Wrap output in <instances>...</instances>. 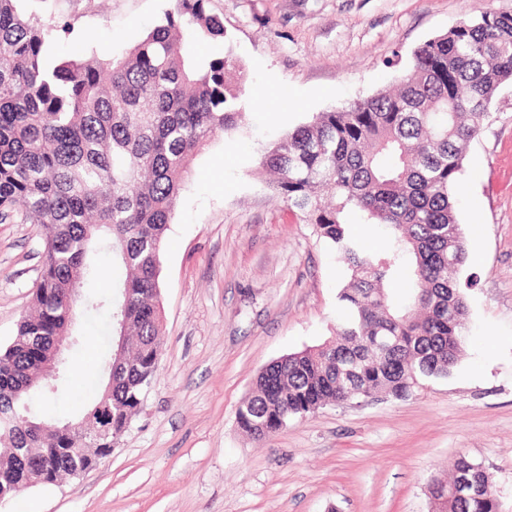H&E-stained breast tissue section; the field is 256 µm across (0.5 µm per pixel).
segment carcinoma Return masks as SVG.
Instances as JSON below:
<instances>
[{"label": "carcinoma", "instance_id": "1", "mask_svg": "<svg viewBox=\"0 0 512 512\" xmlns=\"http://www.w3.org/2000/svg\"><path fill=\"white\" fill-rule=\"evenodd\" d=\"M20 2L0 0V224L40 225L44 250L34 307L0 348V493L22 479V456L48 469L47 484L72 474L76 460L94 469L112 456L160 363L165 231L195 154L236 133L245 107L231 47L198 57L182 46L187 30L226 41L207 0H175L122 56L74 39L63 58L50 47L72 34L71 24L28 15ZM413 59L396 89L320 112L262 155L273 194L336 249L351 279L338 296L335 336L257 376L237 409L239 427L253 437H269L350 392L402 399L458 362L468 307L456 279L466 251L453 197L467 147L512 82V13L461 21L417 47ZM353 212L389 228L383 250H364L348 223ZM101 251L124 278L113 297H97L89 308L110 311L127 349L113 362L112 386L86 410L106 432L84 448L26 407L57 337L74 323L71 289L110 274L109 265L91 261ZM396 279L407 283L401 300L385 288ZM462 471L479 493L461 502L451 493L455 479L435 483L440 512H498L486 468L461 456L454 473Z\"/></svg>", "mask_w": 512, "mask_h": 512}]
</instances>
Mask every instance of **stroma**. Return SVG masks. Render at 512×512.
I'll return each mask as SVG.
<instances>
[{
    "instance_id": "stroma-1",
    "label": "stroma",
    "mask_w": 512,
    "mask_h": 512,
    "mask_svg": "<svg viewBox=\"0 0 512 512\" xmlns=\"http://www.w3.org/2000/svg\"><path fill=\"white\" fill-rule=\"evenodd\" d=\"M173 0H25L71 22L95 50L124 54ZM227 43L186 39L244 68L241 131L193 160L165 234L159 368L111 457L0 501V512H431L429 485L467 456L512 512V84L467 149L456 196L468 305L463 353L448 376L404 399L329 405L275 435L243 433L236 412L258 373L330 339L347 273L313 225L269 189L265 148L317 113L392 86L424 41L512 0H208ZM42 232L0 224V346L33 305ZM57 392L35 413L81 416L112 353L107 311L79 313Z\"/></svg>"
}]
</instances>
